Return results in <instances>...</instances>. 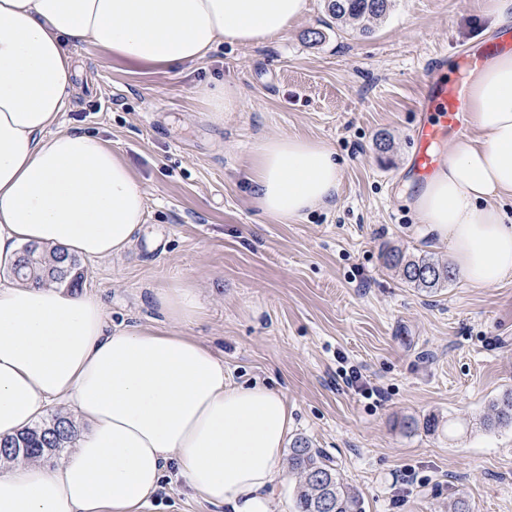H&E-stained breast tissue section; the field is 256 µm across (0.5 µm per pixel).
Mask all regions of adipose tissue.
<instances>
[{"label":"adipose tissue","mask_w":512,"mask_h":512,"mask_svg":"<svg viewBox=\"0 0 512 512\" xmlns=\"http://www.w3.org/2000/svg\"><path fill=\"white\" fill-rule=\"evenodd\" d=\"M307 0H0V265L35 244L82 259L118 256L145 222L147 193L109 142L64 128L73 50L164 70L218 45L287 34ZM211 118L239 111L236 85L196 90ZM469 132L412 207L476 286L512 276V51L471 71ZM343 167L326 142L251 146L252 201L288 224L334 205ZM163 325H111L101 301L0 280V438L52 405L81 429L54 466L0 455V512H142L167 473L232 512H270L286 479L291 415L268 386L228 381L224 362L181 335L202 311L181 283L154 291Z\"/></svg>","instance_id":"obj_1"}]
</instances>
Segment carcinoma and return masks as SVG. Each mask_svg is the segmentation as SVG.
I'll return each instance as SVG.
<instances>
[{"mask_svg":"<svg viewBox=\"0 0 512 512\" xmlns=\"http://www.w3.org/2000/svg\"><path fill=\"white\" fill-rule=\"evenodd\" d=\"M393 0H328L327 9L336 24L368 34L378 20L384 18ZM386 261L401 267L404 280L418 290L431 294L455 277L449 267L431 257L407 258L390 251ZM11 274L25 284L57 283L75 289L82 285L80 260L56 250L48 251L27 246L11 268ZM482 425L492 430L512 427V391H507L492 402ZM77 425L70 419L55 414L47 421L29 428L15 437L0 441V453L10 456L14 449H24L22 456L39 457L44 452H59L68 447ZM288 469L297 474V512H362L356 492L340 481L335 468L324 454L303 439H296L290 447Z\"/></svg>","mask_w":512,"mask_h":512,"instance_id":"1","label":"carcinoma"}]
</instances>
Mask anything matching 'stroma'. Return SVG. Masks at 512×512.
I'll return each mask as SVG.
<instances>
[{"instance_id": "stroma-1", "label": "stroma", "mask_w": 512, "mask_h": 512, "mask_svg": "<svg viewBox=\"0 0 512 512\" xmlns=\"http://www.w3.org/2000/svg\"><path fill=\"white\" fill-rule=\"evenodd\" d=\"M484 2L394 0L359 36L309 0L284 37L154 73L74 52L65 128L109 141L148 196L123 255L82 261L84 291L110 323L150 325L161 317L153 290L190 283L205 310L184 335L222 358L229 380L282 392L291 438L330 459L364 512H452L462 494L471 512H512V427L479 425L512 390V277L479 287L459 275L427 294L384 261L391 249L451 261L409 206L421 189L411 133L432 73L452 78L463 52L495 39ZM213 79L242 92L220 124L194 94ZM278 135L336 150L334 207L283 224L252 205L250 148ZM353 365L378 396L345 385ZM146 512L229 510L168 479Z\"/></svg>"}]
</instances>
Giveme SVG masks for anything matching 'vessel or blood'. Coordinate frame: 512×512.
I'll return each instance as SVG.
<instances>
[{
    "label": "vessel or blood",
    "instance_id": "1",
    "mask_svg": "<svg viewBox=\"0 0 512 512\" xmlns=\"http://www.w3.org/2000/svg\"><path fill=\"white\" fill-rule=\"evenodd\" d=\"M464 99V89L455 81L438 79L425 86L422 105L430 109L431 116L412 132L414 153L411 165L418 180L429 179L442 165L437 144L454 137L464 128Z\"/></svg>",
    "mask_w": 512,
    "mask_h": 512
}]
</instances>
